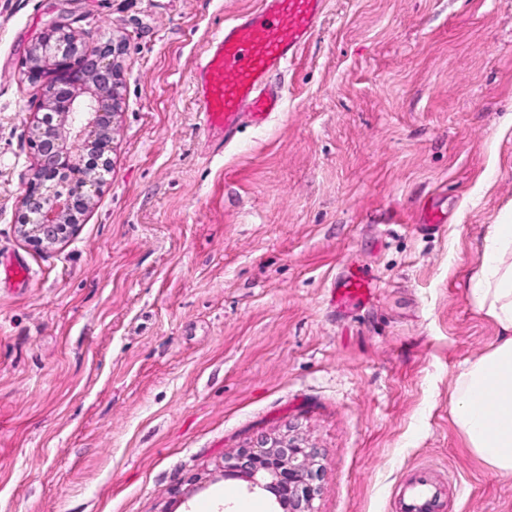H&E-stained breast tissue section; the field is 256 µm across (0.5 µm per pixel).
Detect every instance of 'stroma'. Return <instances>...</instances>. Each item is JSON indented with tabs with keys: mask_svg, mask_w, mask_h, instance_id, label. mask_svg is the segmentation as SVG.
Returning a JSON list of instances; mask_svg holds the SVG:
<instances>
[{
	"mask_svg": "<svg viewBox=\"0 0 512 512\" xmlns=\"http://www.w3.org/2000/svg\"><path fill=\"white\" fill-rule=\"evenodd\" d=\"M258 2L0 0V261L32 274L0 284V512H275L224 458L288 434L314 512H399L420 468L440 512H512L450 413L498 336L469 277L512 213V0H326L281 112L216 145L195 62ZM59 16L122 45L121 88L92 208L37 250L25 58ZM358 271L373 299L338 307Z\"/></svg>",
	"mask_w": 512,
	"mask_h": 512,
	"instance_id": "obj_1",
	"label": "stroma"
}]
</instances>
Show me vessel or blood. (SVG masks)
<instances>
[{
    "label": "vessel or blood",
    "mask_w": 512,
    "mask_h": 512,
    "mask_svg": "<svg viewBox=\"0 0 512 512\" xmlns=\"http://www.w3.org/2000/svg\"><path fill=\"white\" fill-rule=\"evenodd\" d=\"M326 0H259L258 6L215 32L194 76L198 112L207 138L233 141L242 124L267 125L282 108L274 73L293 63L310 40ZM375 286L370 277L350 273L336 283L338 303L368 304ZM401 512H436L437 490L426 473L402 487Z\"/></svg>",
    "instance_id": "vessel-or-blood-1"
}]
</instances>
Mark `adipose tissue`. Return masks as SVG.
<instances>
[{
    "label": "adipose tissue",
    "mask_w": 512,
    "mask_h": 512,
    "mask_svg": "<svg viewBox=\"0 0 512 512\" xmlns=\"http://www.w3.org/2000/svg\"><path fill=\"white\" fill-rule=\"evenodd\" d=\"M476 308L496 325L491 350L466 364L453 392V420L493 474L512 476V218L493 225L470 279Z\"/></svg>",
    "instance_id": "obj_1"
}]
</instances>
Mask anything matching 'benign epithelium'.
Masks as SVG:
<instances>
[{
	"mask_svg": "<svg viewBox=\"0 0 512 512\" xmlns=\"http://www.w3.org/2000/svg\"><path fill=\"white\" fill-rule=\"evenodd\" d=\"M68 27L62 20L50 22L27 53L29 78H48L54 88L42 103V116H34L36 162L17 208L20 236L40 250L72 235L92 205L99 181L94 169L80 164L78 151L112 141L121 86L118 43L89 54H48ZM317 455L295 439L266 438L225 458L224 471L246 478L251 492L273 493L288 512H312L320 479Z\"/></svg>",
	"mask_w": 512,
	"mask_h": 512,
	"instance_id": "7a95c632",
	"label": "benign epithelium"
}]
</instances>
